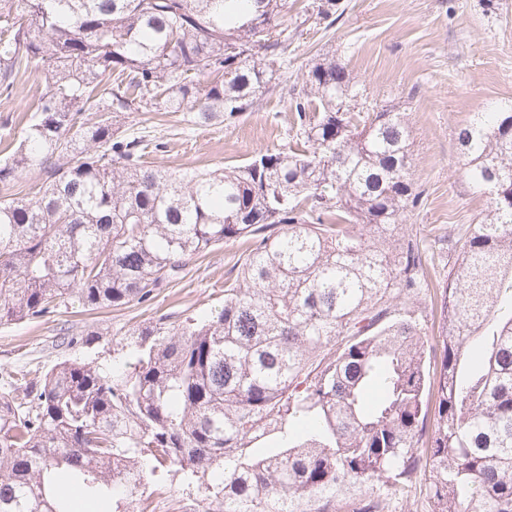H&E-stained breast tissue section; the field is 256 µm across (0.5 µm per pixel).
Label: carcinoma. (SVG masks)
<instances>
[{
    "instance_id": "1",
    "label": "carcinoma",
    "mask_w": 512,
    "mask_h": 512,
    "mask_svg": "<svg viewBox=\"0 0 512 512\" xmlns=\"http://www.w3.org/2000/svg\"><path fill=\"white\" fill-rule=\"evenodd\" d=\"M286 0H0V95L46 90L0 184V323L151 305L188 262L250 249L220 308L132 329L112 367L65 360L0 391V512H76L70 490L147 512L179 476L183 512H384L430 478L431 512H512V100L456 130L489 196L465 229L430 336L425 257L388 237L421 194L404 113L347 65L272 82ZM338 0H319L330 27ZM288 96L295 146L222 170L155 169L136 112L199 126ZM440 360V369L430 364Z\"/></svg>"
}]
</instances>
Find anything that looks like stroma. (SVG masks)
<instances>
[{"instance_id":"1","label":"stroma","mask_w":512,"mask_h":512,"mask_svg":"<svg viewBox=\"0 0 512 512\" xmlns=\"http://www.w3.org/2000/svg\"><path fill=\"white\" fill-rule=\"evenodd\" d=\"M312 2L288 0L281 34L288 67L280 75L300 81L311 59L333 57L370 96L406 113L412 177L423 204L407 214L404 227L422 240L434 286L444 288L467 224L488 202L461 173L455 131L474 112L512 99V0H340L345 12L330 29L309 16ZM44 90L37 73L18 74L12 96H0V138L8 135L4 121L20 122ZM293 121L287 98L276 92L211 126L192 125L179 112H152L148 125L164 135L167 148L147 160L184 171L240 165L260 150L292 146ZM246 248L239 240L218 246L190 263L185 278L161 289L148 307H76L46 320L0 325V377L23 367L43 373L105 351L153 316L220 306L224 283L236 278ZM86 331L100 335L93 349L61 346L62 337Z\"/></svg>"}]
</instances>
